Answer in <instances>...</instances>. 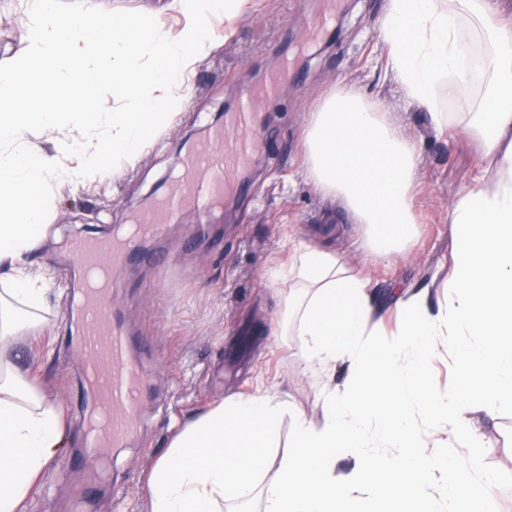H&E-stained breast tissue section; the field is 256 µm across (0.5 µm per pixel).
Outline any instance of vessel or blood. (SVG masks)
<instances>
[{
    "label": "vessel or blood",
    "instance_id": "b4317fda",
    "mask_svg": "<svg viewBox=\"0 0 512 512\" xmlns=\"http://www.w3.org/2000/svg\"><path fill=\"white\" fill-rule=\"evenodd\" d=\"M281 68L263 84L246 91L243 106L224 115V124L196 145L169 190L151 209L134 219L132 237L88 238L77 245L80 277L73 298L82 320L83 378L90 396L87 445L106 450L132 436L143 405L144 374L129 359L130 339L105 298L126 265L140 260L136 242L161 236L167 225L188 210L209 209L234 190L236 174L261 147L259 104L287 79Z\"/></svg>",
    "mask_w": 512,
    "mask_h": 512
}]
</instances>
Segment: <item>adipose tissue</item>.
Listing matches in <instances>:
<instances>
[{
	"mask_svg": "<svg viewBox=\"0 0 512 512\" xmlns=\"http://www.w3.org/2000/svg\"><path fill=\"white\" fill-rule=\"evenodd\" d=\"M247 0H168L186 20L163 29L150 14L63 12L57 0H28L29 32L19 58L0 68V512H24L40 477L69 445L59 405L47 399L18 362L46 328L42 313L51 272L30 270L56 185L80 188L135 167L149 145L147 121L177 105L199 62L225 35ZM485 45L469 59V33ZM387 66L406 96L430 110L435 129L448 125L436 105L441 87L484 83V103L463 130L499 168L512 171V24L495 17L492 0H387L379 20ZM66 92L63 111L31 112L43 90ZM116 104L101 109L102 93ZM55 132L52 149L40 134ZM318 190L366 228L379 261L400 257L416 234L415 148L388 113L358 93L336 89L314 107L302 138ZM454 264L448 295L429 309L427 293L402 300L411 319L382 347L372 340L377 308L369 273L336 253L296 246L286 267L288 299L299 321L301 359L312 369L347 363L348 384L324 393L323 422L296 416L292 446L277 479L258 484L266 448L285 410L266 390L225 399L178 427L151 468L150 512H217L220 502L260 493L263 512H487L480 480L455 465L454 446L477 443L465 412L512 404V178L463 195L451 212ZM451 337L457 383L436 390L432 357ZM446 434L430 450L422 428ZM354 468L336 476V451ZM368 485L369 497L356 495Z\"/></svg>",
	"mask_w": 512,
	"mask_h": 512,
	"instance_id": "1",
	"label": "adipose tissue"
}]
</instances>
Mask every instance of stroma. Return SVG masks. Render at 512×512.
<instances>
[{"mask_svg": "<svg viewBox=\"0 0 512 512\" xmlns=\"http://www.w3.org/2000/svg\"><path fill=\"white\" fill-rule=\"evenodd\" d=\"M330 4L334 34L310 37L306 21ZM384 6L385 0H249L223 45L188 80L182 111L153 137L135 168L80 191L56 187L47 238L30 258L33 266L55 269L58 278L44 314L45 354L34 369L41 389L63 407L70 446L44 474L27 512H148V474L167 451L172 426L259 388L288 404L261 474L265 482L275 477L290 451L296 415L322 421L323 388L349 378L343 363L315 372L302 367L298 323L283 318L288 284L267 275L294 243L336 252L352 268L368 267L377 281L385 334L404 321L394 309L405 293L426 289L431 299L443 297L453 266L449 211L461 195L494 184L503 173L482 159L461 129L482 102L480 84L453 94L439 91L437 105L448 114V128L439 132L428 108L410 102L395 83L378 31ZM21 16L19 0H0L2 65L26 45ZM297 45L302 51L295 53L288 81L262 111L263 148L240 170V186L227 194L224 210L211 217L185 212L161 237L141 245L164 258L167 275L151 264H132L113 289L112 306L131 339L129 356L145 375L144 408L137 433L123 446L102 454L86 448L87 411L80 403L87 391L70 312L71 245L88 230L109 236L152 207L190 145L223 121L244 89L280 69L285 51ZM339 84L390 113L416 148L419 235L388 267L369 254L362 225L318 192L302 154L315 102ZM472 419L483 442L458 448L456 462L490 475L488 494L499 512H512V405L491 415L473 413Z\"/></svg>", "mask_w": 512, "mask_h": 512, "instance_id": "1", "label": "stroma"}]
</instances>
